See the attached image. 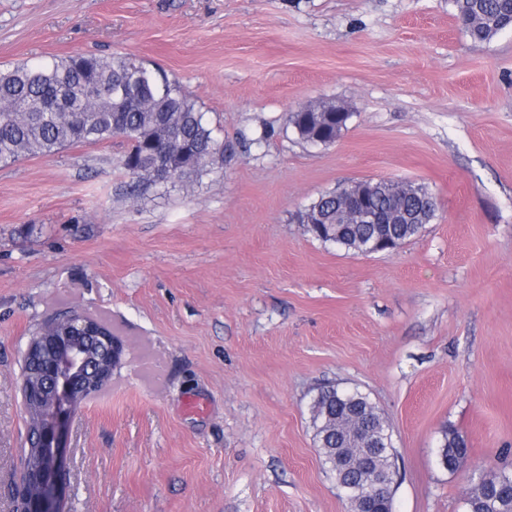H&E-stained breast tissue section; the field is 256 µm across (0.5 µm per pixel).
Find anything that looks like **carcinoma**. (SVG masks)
<instances>
[{
	"label": "carcinoma",
	"mask_w": 512,
	"mask_h": 512,
	"mask_svg": "<svg viewBox=\"0 0 512 512\" xmlns=\"http://www.w3.org/2000/svg\"><path fill=\"white\" fill-rule=\"evenodd\" d=\"M453 6L474 44L486 43L512 25V0H453ZM287 123L327 141L336 140L341 131L331 102L290 112ZM118 135L136 141L134 157L121 162L133 194L188 179L224 159V143L214 136L205 113L157 67L121 54H90L52 56L0 69V163L49 156L70 145L103 143ZM377 205L388 215L437 210L432 195L412 198L402 190L382 193ZM337 231L348 250L378 238L397 248L418 234L410 224H341ZM311 417L329 470L336 453L349 445L346 423L364 426L357 434L362 445L370 430L392 437L369 397L358 390L319 389ZM441 448L458 467L468 460L466 442L455 431L443 433ZM346 465L349 471L333 473L334 479L345 483L353 476L373 483V475L360 472L352 457ZM466 504L468 512H512V472L483 470Z\"/></svg>",
	"instance_id": "obj_1"
}]
</instances>
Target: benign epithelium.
Instances as JSON below:
<instances>
[{"label":"benign epithelium","instance_id":"1","mask_svg":"<svg viewBox=\"0 0 512 512\" xmlns=\"http://www.w3.org/2000/svg\"><path fill=\"white\" fill-rule=\"evenodd\" d=\"M382 221L380 209L369 198L366 182L336 197V223ZM118 358L119 349L112 335L95 318L81 313L71 314L67 331L59 336L42 332L30 338L22 359L39 365L36 378L41 390L50 396L39 426V441L52 466L31 479L22 472L16 488L15 512H63L74 397L82 393L90 398L103 389Z\"/></svg>","mask_w":512,"mask_h":512}]
</instances>
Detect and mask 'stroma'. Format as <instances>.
Here are the masks:
<instances>
[{
    "label": "stroma",
    "mask_w": 512,
    "mask_h": 512,
    "mask_svg": "<svg viewBox=\"0 0 512 512\" xmlns=\"http://www.w3.org/2000/svg\"><path fill=\"white\" fill-rule=\"evenodd\" d=\"M78 53L158 64L226 151L135 199L121 137L0 163V512L22 352L74 309L122 356L72 420L65 512H349L310 424L328 385L386 419L393 512H466L512 470V29L473 44L452 0H0V67ZM322 101L351 117L312 148L285 116ZM365 179L435 218L389 253L315 238L305 210ZM439 448L444 449L450 461L459 468L464 466L468 460L466 442L464 438L455 431H444L443 441Z\"/></svg>",
    "instance_id": "1"
}]
</instances>
